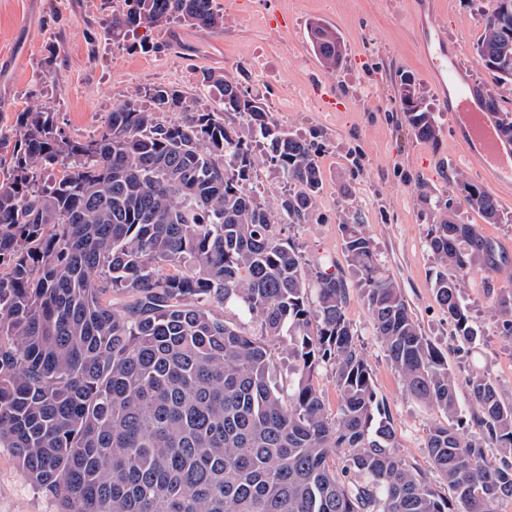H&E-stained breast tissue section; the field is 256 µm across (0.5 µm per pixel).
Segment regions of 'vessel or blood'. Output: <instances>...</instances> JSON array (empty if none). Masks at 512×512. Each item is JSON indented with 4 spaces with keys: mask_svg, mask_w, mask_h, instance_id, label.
Listing matches in <instances>:
<instances>
[{
    "mask_svg": "<svg viewBox=\"0 0 512 512\" xmlns=\"http://www.w3.org/2000/svg\"><path fill=\"white\" fill-rule=\"evenodd\" d=\"M423 51L431 72L454 91L448 110L458 119L460 138L478 158L491 183L505 182L506 171L512 170V132L500 125L497 113L486 108L480 88L461 76L454 52L444 40L425 41Z\"/></svg>",
    "mask_w": 512,
    "mask_h": 512,
    "instance_id": "obj_1",
    "label": "vessel or blood"
}]
</instances>
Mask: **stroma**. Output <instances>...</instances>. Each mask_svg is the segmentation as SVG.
Here are the masks:
<instances>
[{"instance_id":"stroma-1","label":"stroma","mask_w":512,"mask_h":512,"mask_svg":"<svg viewBox=\"0 0 512 512\" xmlns=\"http://www.w3.org/2000/svg\"><path fill=\"white\" fill-rule=\"evenodd\" d=\"M224 16L211 32L177 22L144 31L168 43L164 52L141 53L113 39L108 27L112 0H0V130L16 112L43 106L55 112L67 136L85 139L101 130L106 116L137 90L175 83L195 91L200 73L218 70L237 77L259 96L275 120L312 138L320 148L325 192L313 220L286 224L283 238L302 249L310 266L349 269L338 224L341 214L357 218L372 239L380 262L397 281L424 336L448 354L457 379L480 372L512 402V339L502 336L494 299L502 274L512 275V187L483 176L479 161L454 135L443 99L427 73L418 42L424 28L446 33L459 49L467 79L512 113V86L499 84L479 65L474 47L481 17L492 0H445L420 27L412 0H215ZM319 21L335 29L344 48L336 69L323 67L308 27ZM264 77H257L254 63ZM411 73L416 88L441 128L438 144L415 138L400 123L398 87ZM306 85L311 99L297 105L287 86ZM475 184L497 200L498 223L484 221L466 204L459 181ZM451 201L458 223L474 225L491 243L494 261L477 256L461 294L471 308L475 341L458 343L434 294L437 262L426 245L431 206L419 195ZM346 316L355 342L370 366L379 398L390 409L397 453L420 471L439 494H447L425 448L435 412L406 393L397 370L375 335L358 291H351ZM0 512H60L50 492L35 487L17 466L12 449L0 447Z\"/></svg>"}]
</instances>
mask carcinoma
<instances>
[{"instance_id":"carcinoma-1","label":"carcinoma","mask_w":512,"mask_h":512,"mask_svg":"<svg viewBox=\"0 0 512 512\" xmlns=\"http://www.w3.org/2000/svg\"><path fill=\"white\" fill-rule=\"evenodd\" d=\"M174 21L224 26L214 0H123L109 28L126 40ZM482 27L475 53L511 85L512 0H495ZM310 40L326 68L341 63L336 31L314 21ZM399 93L412 133L438 143L411 77ZM318 154L214 70L192 96L144 90L85 140L46 107L15 113L0 132V446L62 512H500L512 499V404L472 373L480 437H464L448 356L423 336L363 225L339 217L353 281L311 270L281 238L279 225L312 221ZM261 163L288 185L273 205L254 185ZM461 191L498 221L492 195L466 182ZM431 219L426 242L443 268L435 299L453 336L470 342L461 284L492 248L447 202ZM353 284L405 390L441 416L426 448L448 498L395 451L390 410L346 318ZM496 305L512 337V288ZM274 336L288 337V393L274 379ZM324 365L340 394L334 416L314 383Z\"/></svg>"}]
</instances>
